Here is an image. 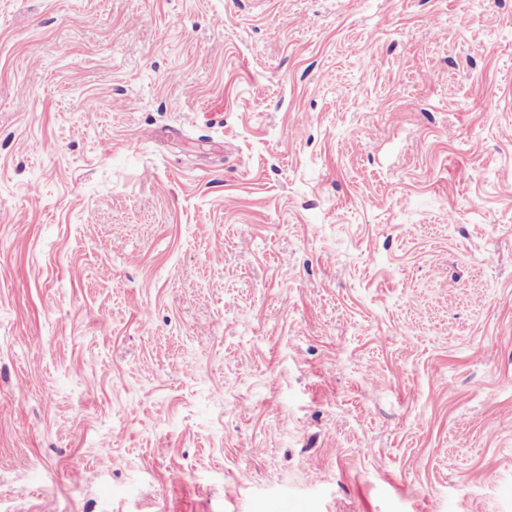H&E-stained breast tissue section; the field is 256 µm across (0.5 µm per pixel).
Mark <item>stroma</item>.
Listing matches in <instances>:
<instances>
[{
	"label": "stroma",
	"mask_w": 512,
	"mask_h": 512,
	"mask_svg": "<svg viewBox=\"0 0 512 512\" xmlns=\"http://www.w3.org/2000/svg\"><path fill=\"white\" fill-rule=\"evenodd\" d=\"M0 512H512V0H0Z\"/></svg>",
	"instance_id": "35a3bbf8"
}]
</instances>
